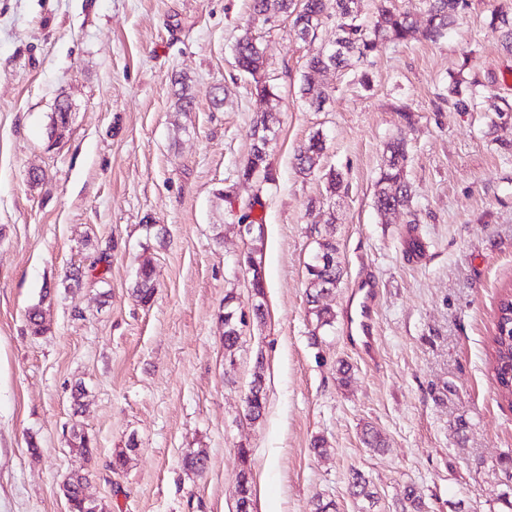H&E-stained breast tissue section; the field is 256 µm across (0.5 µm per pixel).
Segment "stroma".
<instances>
[{
  "mask_svg": "<svg viewBox=\"0 0 512 512\" xmlns=\"http://www.w3.org/2000/svg\"><path fill=\"white\" fill-rule=\"evenodd\" d=\"M470 3L440 42L416 37L327 73L329 99L315 112L300 78L313 48L334 41L333 22L309 43L282 16L250 25L249 0H0V512H68L63 483L85 471L102 512H236L243 446L253 512H309L317 497L339 512H401L411 487L426 512H512V407L489 362L494 311L512 289V120L494 128L488 113L439 98L464 68L512 99V55L489 26L512 0ZM247 26L276 99L251 94L235 66ZM182 79L190 112L175 109ZM62 101L71 109L57 131ZM265 111L277 117L275 181H238ZM317 131L320 167L342 172L341 192L295 169ZM400 133L413 227L373 206L385 145ZM247 210L264 219L250 233ZM411 232L422 258L405 251ZM323 233L344 275L325 298L336 323L315 336L305 265ZM256 235L267 316L244 327L228 369L219 316L230 289L251 309L243 258ZM145 262L157 291L143 305L132 289ZM363 271L379 289L372 361L344 334ZM36 306L40 336L26 321ZM257 371L267 402L252 422L244 397ZM368 427L385 451L366 447ZM75 429L92 457L72 447ZM317 436L327 457L310 451ZM198 448L208 454L200 474L182 464ZM353 469L377 503L350 496Z\"/></svg>",
  "mask_w": 512,
  "mask_h": 512,
  "instance_id": "35a3bbf8",
  "label": "stroma"
}]
</instances>
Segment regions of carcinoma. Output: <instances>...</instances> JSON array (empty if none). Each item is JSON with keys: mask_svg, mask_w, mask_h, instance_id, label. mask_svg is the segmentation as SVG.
Returning <instances> with one entry per match:
<instances>
[{"mask_svg": "<svg viewBox=\"0 0 512 512\" xmlns=\"http://www.w3.org/2000/svg\"><path fill=\"white\" fill-rule=\"evenodd\" d=\"M424 23L417 22L407 12L400 10L393 0H380L377 12L367 17L363 15L360 0H252L251 23L268 24L272 19L285 15L292 18V27L297 38L306 41L316 38L317 30L327 20H335L336 41L333 47H322L312 53L305 63V74L300 86L301 97L309 107L319 112L326 103L327 93L316 77L331 69H341L349 65L351 59L366 61L378 54L389 43L402 42L419 32L431 41L438 42L448 35V29L469 8V0H424ZM489 26L499 32L503 49L512 54V9L498 8L490 15ZM235 60L239 71L251 78L250 90L264 98L277 97V86L270 76L265 51L259 38L247 28L235 43ZM484 83L476 77L467 78L464 70L450 76L446 93L440 95L443 101H452L453 107L468 112L478 106L485 107L495 118L491 127L499 126V121L512 119V101L493 94L481 95L479 88ZM275 117L266 112L256 119L254 143L246 163L239 171V178L248 182L260 178L265 182L274 180L270 169L267 144L274 139ZM325 150V136L315 132L298 150L296 165L300 173H313L319 165ZM408 142L397 137L387 143L386 159L376 182L374 206L385 216L403 209L411 216L410 223H416L414 212L415 193L411 185L403 179V169L408 160ZM307 298L309 314L316 322L315 329L334 326L336 313L320 303L325 292L337 288L341 282L343 268L338 257L336 242L332 237L316 240V248L306 263ZM251 286L253 320L261 323L266 318L264 304L263 275L252 274ZM156 290L154 270L144 264L138 272V280L133 294L146 305L153 300ZM237 297L233 291L224 295V362L232 364L241 340L245 313L238 311ZM31 335L40 336L45 332L42 311L38 307L29 310L27 315ZM491 359L494 376L499 386L501 400L512 406V291L501 294L494 315L491 339ZM266 407V392L262 375L257 373L246 394V416L256 421L263 416ZM184 467L193 472H202L207 466V456L202 450H193L183 458ZM88 477L84 474L69 476L63 486L70 505L69 512H98L97 505L86 501L84 487ZM350 494L368 501L376 497L375 488L365 475L354 469L348 479ZM421 495L411 487L406 492L402 512H423Z\"/></svg>", "mask_w": 512, "mask_h": 512, "instance_id": "carcinoma-1", "label": "carcinoma"}]
</instances>
